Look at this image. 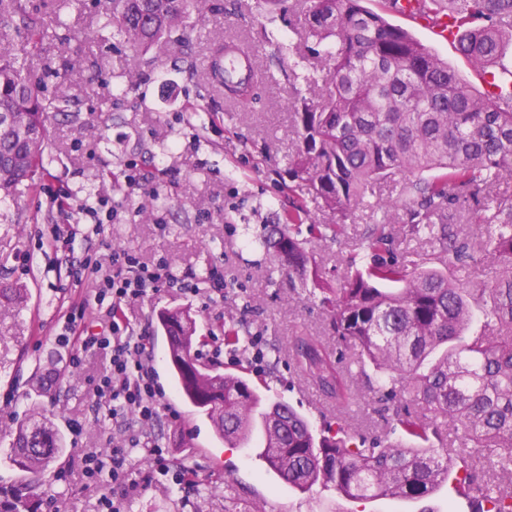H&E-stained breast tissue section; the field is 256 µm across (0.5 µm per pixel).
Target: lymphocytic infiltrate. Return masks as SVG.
<instances>
[{
	"label": "lymphocytic infiltrate",
	"mask_w": 512,
	"mask_h": 512,
	"mask_svg": "<svg viewBox=\"0 0 512 512\" xmlns=\"http://www.w3.org/2000/svg\"><path fill=\"white\" fill-rule=\"evenodd\" d=\"M83 269L93 280L96 301L105 307V319L100 331L88 332L79 327L72 315L68 318V329L81 339L85 350L104 354L107 359L95 385L96 403L108 407L113 418L129 416L141 427H150L162 410L161 390L142 337L127 333L119 312L125 303L143 299L163 287L179 286L180 281L170 273L165 261L144 262L131 248L113 250L109 272H101L98 265L88 263ZM137 445V438L128 436L114 443L110 454L83 455L82 473L88 485L96 484L102 470H109L111 475V491L99 497L101 512H122V504L133 486L127 450Z\"/></svg>",
	"instance_id": "obj_1"
}]
</instances>
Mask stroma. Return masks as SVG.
Returning a JSON list of instances; mask_svg holds the SVG:
<instances>
[{"label": "stroma", "instance_id": "stroma-1", "mask_svg": "<svg viewBox=\"0 0 512 512\" xmlns=\"http://www.w3.org/2000/svg\"><path fill=\"white\" fill-rule=\"evenodd\" d=\"M30 13L47 26L63 20L70 41L46 39L41 46L18 40L19 61L65 77L71 103L67 112L50 113L47 152L52 162L41 181L0 201V280L19 281L29 302L19 314L0 316V485L17 472L9 460V433L17 422L47 416L60 432L64 450L42 474L37 493L42 512H98L99 496L112 485L101 472L94 487L74 477L78 458L109 452L124 424L97 407L93 381L105 358L84 352L80 342L59 344L71 304H83L87 325H97L102 310L90 299V282L74 283L70 262L91 259L109 265L112 249L130 246L144 260H166L173 274L190 278L196 293L161 288L144 300L125 305L129 329L142 336L165 396L157 422L138 429L139 445L128 458L134 478L151 469L152 443L168 450L175 467L192 482L189 489L153 481L131 493L124 512H469L467 500L442 485L430 498L413 501L382 498L352 502L335 491L294 489L259 455L261 431L249 446L224 443L212 422L180 394L169 361L165 335L157 328L163 308L190 310L196 337L223 341L226 324L240 335L264 337L270 360L254 374L251 354L236 351L210 359L221 372L244 373L272 401H285L309 419L314 430L343 420L370 437L398 441L386 402L368 393L352 349L340 345L321 308L287 276L274 272L256 246L265 225L277 223L289 200L282 192L288 160L297 144L292 87L318 63L298 18L302 0H285L267 12L263 0H226L218 14L188 28L184 41H171L141 58L144 79L129 77L130 47L102 28L104 0H25ZM448 62L461 81L482 91L477 70L453 43L413 21L403 8L386 0H365ZM231 42L255 58V95L245 102L226 100L223 88L208 79L207 59L217 44ZM190 59L193 72L179 68ZM140 164L146 180L129 187L128 163ZM70 194L72 210L61 215L53 195ZM110 199L113 221L93 232L82 214L86 200ZM371 214L354 210L338 240L315 245L317 260L329 279L342 276L355 257ZM223 266L231 286L224 298L210 299L209 275ZM322 341L343 370L356 374L345 407L324 398L297 369L289 350L293 337ZM83 355L81 368L68 365Z\"/></svg>", "mask_w": 512, "mask_h": 512}]
</instances>
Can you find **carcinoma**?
Segmentation results:
<instances>
[{"instance_id":"cac0c4a2","label":"carcinoma","mask_w":512,"mask_h":512,"mask_svg":"<svg viewBox=\"0 0 512 512\" xmlns=\"http://www.w3.org/2000/svg\"><path fill=\"white\" fill-rule=\"evenodd\" d=\"M417 2L419 20L429 26L447 16L460 53L498 78L512 48V0ZM222 12L224 0H107L105 25L135 50L133 78L139 56L190 21ZM302 25L313 51H322L320 67L304 77L320 97L311 104L295 89L298 144L286 186L292 202L257 246L329 313L337 342L372 369L369 391L400 393L411 404L392 424L408 445L382 437L368 443L343 426L314 433L292 406L270 404L243 377L200 365L191 315L162 310L158 322L179 391L226 442L247 441L260 422L263 458L300 490L318 485L353 502L422 499L452 480L455 490L476 493L474 512H512V195L497 192L512 178V87L492 98L471 92L448 62L363 0H307ZM48 36L22 0H0L1 199L46 173L47 114L70 102L65 81L46 93L13 53L17 39L36 46ZM387 181L396 182L397 197L368 205L380 214L361 239L370 262L332 286L312 243L343 235L369 186ZM310 197L340 222L314 220ZM470 206L487 228L478 240L458 228ZM397 224L412 239L438 244V252L389 256ZM475 253L491 270L478 287L459 275ZM27 299L24 286L0 280L1 312ZM477 316L478 331L465 335ZM292 353L321 393L348 399L350 384L317 339L295 337ZM62 448L46 417L16 426L9 458L21 476L0 486V512H40L33 479ZM479 452L495 457L498 481L477 484Z\"/></svg>"}]
</instances>
